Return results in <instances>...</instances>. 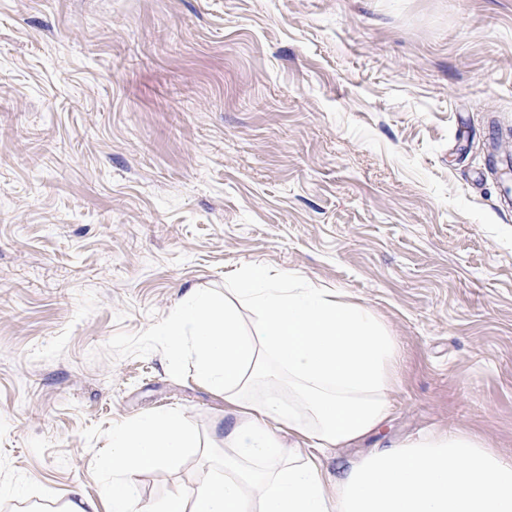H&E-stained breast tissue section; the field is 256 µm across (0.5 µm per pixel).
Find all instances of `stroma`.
I'll return each mask as SVG.
<instances>
[{
  "instance_id": "stroma-1",
  "label": "stroma",
  "mask_w": 512,
  "mask_h": 512,
  "mask_svg": "<svg viewBox=\"0 0 512 512\" xmlns=\"http://www.w3.org/2000/svg\"><path fill=\"white\" fill-rule=\"evenodd\" d=\"M512 0H0V512L82 496L126 422L224 460L233 409L161 336L261 267L340 289L397 345L352 452L471 430L512 458Z\"/></svg>"
}]
</instances>
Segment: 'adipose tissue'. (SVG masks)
<instances>
[{"instance_id": "obj_1", "label": "adipose tissue", "mask_w": 512, "mask_h": 512, "mask_svg": "<svg viewBox=\"0 0 512 512\" xmlns=\"http://www.w3.org/2000/svg\"><path fill=\"white\" fill-rule=\"evenodd\" d=\"M256 269L233 294L258 333H243L230 303L200 295L163 327L173 354L190 348L197 375L237 406L220 470L175 488L163 512H512V460L461 430L429 431L324 471L283 455L281 432L348 448L391 414L395 342L362 305L329 289L288 287ZM192 437L175 412L127 422L99 459L112 512H133L128 474L180 457Z\"/></svg>"}]
</instances>
